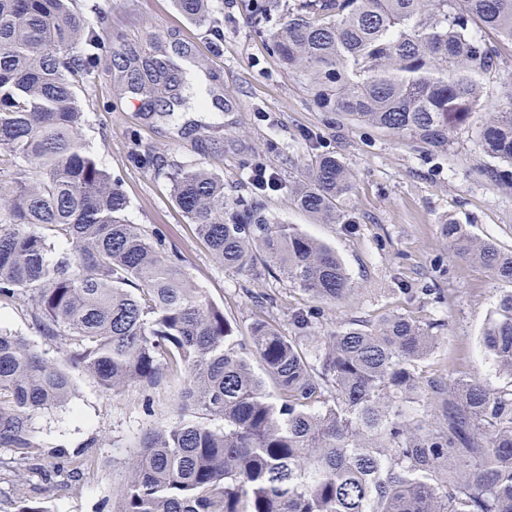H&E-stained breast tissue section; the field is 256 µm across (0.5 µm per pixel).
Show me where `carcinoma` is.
Listing matches in <instances>:
<instances>
[{"mask_svg": "<svg viewBox=\"0 0 512 512\" xmlns=\"http://www.w3.org/2000/svg\"><path fill=\"white\" fill-rule=\"evenodd\" d=\"M70 0H0V300H23L42 333L74 348L67 363L108 391L185 379L188 414L149 431L128 463L115 512H512V385L419 370L437 341L404 313L314 334L322 306L352 293L336 254L224 178L172 164L171 195L213 258L262 277L278 267L313 305L285 335L257 296L248 335L196 287L186 258L125 219L129 201L82 138L72 78L98 67L97 33ZM209 0H174L205 21ZM277 13L273 49L316 104L437 152L468 123L480 78L508 62L477 35L512 43V0H248ZM153 107L181 97L184 69L153 55L137 70ZM512 188V110L480 129ZM348 169L322 155L288 186L299 210L347 224ZM453 255L512 283V250L445 220ZM70 252L50 259L57 241ZM485 351L512 376V290L497 298ZM258 360L263 373L255 372ZM68 369L0 330V447L21 479L43 456L30 411L66 403ZM432 420H427V413ZM221 419L213 427L208 419Z\"/></svg>", "mask_w": 512, "mask_h": 512, "instance_id": "obj_1", "label": "carcinoma"}]
</instances>
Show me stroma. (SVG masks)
<instances>
[{
	"label": "stroma",
	"instance_id": "obj_1",
	"mask_svg": "<svg viewBox=\"0 0 512 512\" xmlns=\"http://www.w3.org/2000/svg\"><path fill=\"white\" fill-rule=\"evenodd\" d=\"M75 7L95 22L102 48L99 68L74 80L84 104L86 144L119 180L129 200L128 221L161 230L186 257L193 283L239 331L252 321L253 295L273 298V313L286 333L292 310L308 298L280 274L255 280L217 263L171 198L173 163L222 174L227 195L261 199L277 220L336 252L353 294L325 307L318 335L352 320L374 324L390 311L424 324L440 320L444 326L422 364L425 372L462 371L494 389L512 385L481 342L496 296L507 285L492 280L479 264L453 257L440 230L442 221L451 219L475 237L512 249V190L485 176L493 161L479 137L489 113L512 106L504 95L506 69L482 77L480 105L466 125L450 133L447 150L436 154L322 111L306 80L288 75L273 52L270 33L277 21L268 23L267 34H257L243 0H211L210 20L202 24L185 18L173 0H76ZM154 46L200 62L209 89L206 103L186 89L170 115H146L125 89L121 67L126 57ZM148 151L161 157L160 168L137 161V153ZM326 153L337 154L351 174L352 190L341 202L349 218L345 224L316 222L288 195V183L305 179ZM418 279L439 289V296L404 293V286ZM0 328L21 334L50 360L66 359L64 346L43 335L23 303L0 300ZM71 375L74 393L66 405L31 413L46 450L36 468L20 485L0 471V512H15L22 493L44 512H112L140 438L182 415V379L148 391L131 386L109 393L80 370ZM78 456L90 457L92 465L74 478L63 462Z\"/></svg>",
	"mask_w": 512,
	"mask_h": 512
}]
</instances>
